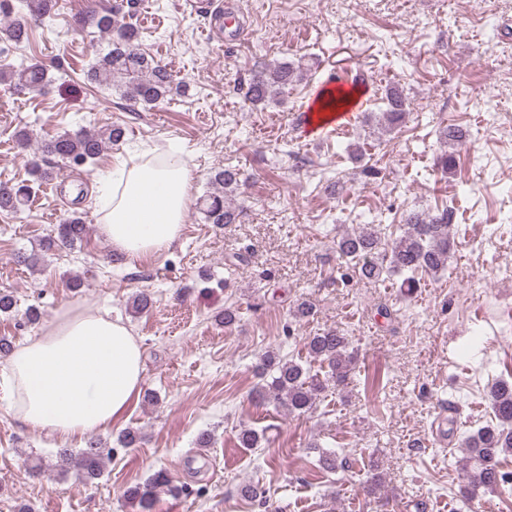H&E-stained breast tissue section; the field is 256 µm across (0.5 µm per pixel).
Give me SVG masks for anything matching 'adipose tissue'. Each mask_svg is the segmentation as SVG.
Segmentation results:
<instances>
[{
    "mask_svg": "<svg viewBox=\"0 0 512 512\" xmlns=\"http://www.w3.org/2000/svg\"><path fill=\"white\" fill-rule=\"evenodd\" d=\"M158 149L136 150L101 180L100 236L139 261L179 240L193 192L180 152L159 163ZM5 400L27 429L61 442L111 430L137 399L143 382L142 348L109 310H62L55 326L27 339L9 356Z\"/></svg>",
    "mask_w": 512,
    "mask_h": 512,
    "instance_id": "adipose-tissue-1",
    "label": "adipose tissue"
}]
</instances>
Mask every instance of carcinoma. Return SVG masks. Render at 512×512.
<instances>
[{"mask_svg":"<svg viewBox=\"0 0 512 512\" xmlns=\"http://www.w3.org/2000/svg\"><path fill=\"white\" fill-rule=\"evenodd\" d=\"M25 15L13 20L5 31V41L19 45L28 40V21H44L54 15L58 0H22ZM123 3L96 12L88 24L106 39V52L96 58L85 71L87 82L100 88L121 92L126 100L144 109H151L176 92L185 91L186 85H177L167 66L142 51L139 47V29L126 20ZM302 61L264 62L249 73L241 84L244 105L251 110H264L282 101L284 90L301 76ZM48 80V72L41 62L32 60L18 66L0 65V85L39 93ZM386 109L382 112L384 130L397 129L410 112V101L399 86L386 88L382 97ZM125 136V129L110 125L99 131L65 132L44 141L40 152L73 166L93 165L118 144ZM30 179L14 185L0 184V211L16 213L28 202L34 186L53 179L54 170L39 160L31 162ZM210 182L220 190L205 195L202 213L209 224H234L239 210L231 203L240 186V173L224 168L213 172ZM448 211L413 210L405 216L403 234L386 243L381 232L372 224L359 231L345 233L336 239V249L345 260L347 268L366 279H378L384 274H403L402 286L413 292L420 287L416 274H438L448 267L453 247L452 227ZM87 225L76 211L57 225V236L45 248L54 246L73 249L84 241ZM350 342L343 333L328 329L306 338L308 354L327 364L328 381L341 386L352 370L353 356ZM260 379L258 396L275 405L284 406L288 413L305 416L313 412L316 401L327 388L323 381L310 374V369L294 359H285L275 349L265 351L255 365ZM488 400L492 413L491 422L470 433L463 442L465 457V490L473 498L482 492L512 489V475L503 472L505 459L512 456V383L504 378L491 386ZM265 435L253 428H243L238 434L242 448L260 446ZM103 450L99 439H90L79 452L70 448L57 451V469L62 473L73 472L80 482H89L101 475ZM170 484L167 472L160 470L142 482L128 486L125 499L136 504L141 512L153 506L159 489Z\"/></svg>","mask_w":512,"mask_h":512,"instance_id":"cac0c4a2","label":"carcinoma"}]
</instances>
